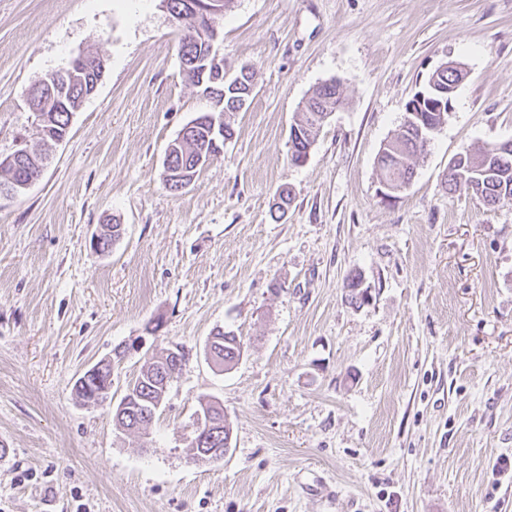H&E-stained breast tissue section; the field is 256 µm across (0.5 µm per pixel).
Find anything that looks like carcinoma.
<instances>
[{"label":"carcinoma","instance_id":"obj_1","mask_svg":"<svg viewBox=\"0 0 512 512\" xmlns=\"http://www.w3.org/2000/svg\"><path fill=\"white\" fill-rule=\"evenodd\" d=\"M181 35L179 39L178 54L181 57L190 56L199 59H209L210 67L223 66V60H214L209 57V45L198 36V30L207 26L205 17L186 14L179 23ZM186 79L191 85L201 91L208 102L206 111L200 113L204 117L210 113L215 116H224V133L210 135V128L199 126L183 138L180 152L175 156L176 163L185 166L194 162L197 150L212 139H217V145L212 152L217 154L224 147V139L233 135L231 119L235 112L241 109L237 105V84L232 79L225 84L210 85L201 82L202 71L196 68L183 70ZM457 79L455 71L448 68L437 67L426 80V87L422 94L432 92V81L450 83ZM47 83L53 89V95H41L35 106L41 110L49 107L47 115L54 128V134L65 131L70 116L81 106V98L88 88L84 81L77 80L68 84H56L55 77H50ZM344 98L340 85L336 80H328L317 86L310 96L306 98L301 109L300 118L294 127L298 129L296 135L290 137L291 161L300 165L304 163L307 148L311 146L316 135L332 112L343 105ZM423 112L428 123L434 127H441L448 118V104L434 108L424 107ZM422 153L421 132L410 122L399 127L386 141L381 149L378 171L383 180H397L402 185H409L415 176L416 160ZM41 175L39 167L26 156L17 158V163L10 167L0 166V194L12 182L21 178L37 179ZM448 191L455 192L464 187L477 196L485 206L498 207L512 204V151H498L497 143H487L478 153L465 151L459 154L455 168L446 176ZM361 275L352 274L347 279L348 298L350 304L357 307L364 304L363 289L359 288ZM240 337L232 332L218 330L207 338L204 347V356L211 359L214 367L224 371L232 368L240 358ZM177 357L160 361L163 352H158L149 359L133 383L128 385L132 389L135 404L129 414L116 423L125 431L138 432L144 429L153 420L156 413V404L164 400L172 379L171 372L181 369L185 361V354L175 349ZM76 396L85 404L103 403L112 397V367L109 364L102 366L98 374L91 376L86 382L75 385ZM200 409L211 413L212 419L219 422L222 428H197L195 440L199 448H222L224 441L230 433V427L224 420V408L216 401H199Z\"/></svg>","mask_w":512,"mask_h":512}]
</instances>
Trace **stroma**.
Listing matches in <instances>:
<instances>
[{
  "label": "stroma",
  "instance_id": "stroma-1",
  "mask_svg": "<svg viewBox=\"0 0 512 512\" xmlns=\"http://www.w3.org/2000/svg\"><path fill=\"white\" fill-rule=\"evenodd\" d=\"M220 32L253 93L174 193L166 148L206 102L162 0H0V158L39 138L30 86L107 62L40 179L0 197V512H512V206L444 186L457 154L512 139V0H232ZM445 62L466 72L448 120L384 199L380 149ZM330 79L345 104L292 164ZM219 328L245 344L223 372ZM117 347V397L152 353L189 354L139 433L73 392ZM203 398L232 431L208 465ZM80 63V66H85L84 70H78L77 69V63ZM104 60L102 58H96V59H86L84 57L77 58L72 61L69 67L61 69L58 73L59 76L65 78H74L77 74L81 72H90L91 79L90 80V91L86 97L92 96L96 90L98 89V86L100 82L102 81L103 74H104ZM343 102L340 85L334 79L317 86L306 98L299 111L301 116L290 131L291 161L294 164L304 163L310 149L307 153V148L314 143L320 127L332 112L343 105ZM295 127L298 133L293 137ZM241 342L240 337L234 333L217 330L207 338L204 347L205 359L208 360V357H210L215 368L222 371L228 370L239 361ZM240 348L243 353V344ZM199 406L200 409H206V411L211 413L212 419L222 425V430L219 428H211L207 430L206 426L207 428L214 426L210 415L207 412H205V414L200 411L197 412V424L200 426H203L204 424L206 425H204L203 428L197 427L196 429L195 437L191 443L193 451L192 459L197 464L210 463L204 456L211 457V462L222 460L230 447V427L224 420V408L218 402L212 400H201L199 401ZM228 435L229 437L226 441V447L228 448H225L224 441L227 439ZM196 440L198 444L194 447V442ZM195 448H200V452L204 456L199 458V453L194 451ZM223 450L224 452L222 453Z\"/></svg>",
  "mask_w": 512,
  "mask_h": 512
}]
</instances>
